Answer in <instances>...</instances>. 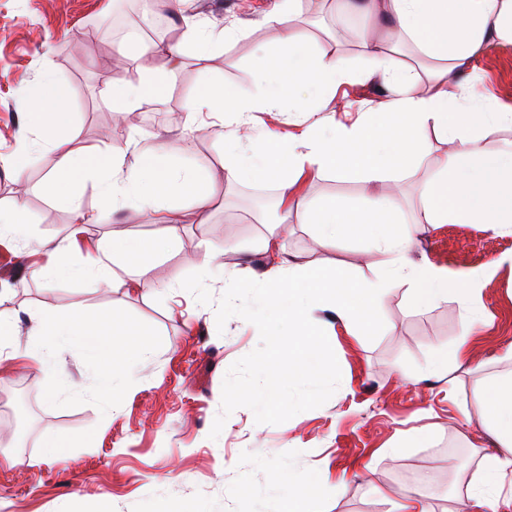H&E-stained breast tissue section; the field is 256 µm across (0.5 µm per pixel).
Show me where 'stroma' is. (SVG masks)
<instances>
[{"label": "stroma", "mask_w": 512, "mask_h": 512, "mask_svg": "<svg viewBox=\"0 0 512 512\" xmlns=\"http://www.w3.org/2000/svg\"><path fill=\"white\" fill-rule=\"evenodd\" d=\"M120 0H0V154L17 150L25 104L43 79L51 56L54 77L71 92L75 145L135 140L125 158L135 169L140 153L157 135L177 142L178 168L197 172L212 199L204 218L181 209L180 238L166 244L144 269L113 264L111 276L154 284V291L115 288L99 277L53 279L40 263L0 244V291L13 294L9 315L19 342H27L41 308L80 305L93 312L120 311L138 326L151 349L134 368L116 403L99 388L94 364L76 348L55 363L6 362L0 371V512H286L300 479H319L321 489L302 504L304 512H390L392 493L431 478L425 494L431 512H456L467 494L483 451L489 448L479 407L486 383L512 371L502 355L512 347V226L422 224L411 257L454 271L482 274L481 323L472 338L476 365L449 362L448 373L424 379L427 362L452 350L469 313L456 295L424 309L414 305L405 280L376 311L373 326L350 335L325 316L328 353L319 380L307 374L274 384L261 366L269 355L294 356L267 318L248 320L267 290L259 276L272 263L264 250L271 230L289 256L302 264L346 271L358 280L380 277L378 256L360 259L361 241L315 247L308 225H280L279 213L257 216L247 201L273 195L263 182L224 180V143L213 130L182 133L173 116L182 112L202 81L252 87L254 50L268 32L259 22L271 0H188L184 20L168 24L170 40L183 46L172 67L162 55L140 54L135 39L108 40L94 51L91 21H107ZM301 22L320 27L316 48L344 57L352 73L345 85L354 122L383 93L380 81L361 75L368 62L357 42L340 38L343 19L325 0H299ZM213 31L234 26L242 35L198 61L185 42L186 22ZM125 65L130 76L173 70L163 105L143 107L137 124L120 123L103 76ZM484 86L498 104L512 106V46L496 45L476 62ZM53 155H30L23 184L0 171V203L21 198L29 244L67 241L72 215L45 188ZM303 193L322 201L364 205L371 189L358 177L326 174L307 181ZM93 223L85 244L122 234L150 240L158 225L134 208L98 212L97 182L78 188ZM219 254L207 272L202 251ZM428 433L427 447H409L415 431ZM67 444L63 458L46 443Z\"/></svg>", "instance_id": "1"}]
</instances>
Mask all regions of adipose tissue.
<instances>
[{"instance_id": "obj_1", "label": "adipose tissue", "mask_w": 512, "mask_h": 512, "mask_svg": "<svg viewBox=\"0 0 512 512\" xmlns=\"http://www.w3.org/2000/svg\"><path fill=\"white\" fill-rule=\"evenodd\" d=\"M298 0H277L263 20L269 30L260 46L258 82L241 88L204 82L186 103L179 127L192 129L196 115L216 112L233 132L224 139V178L243 181L261 175L277 189L281 223L307 224L321 247L347 238L366 243L380 254L384 272L374 281L356 282L343 271L298 263L281 255L268 278L276 293L270 304L280 314L283 334L299 355L264 362L274 381L300 372L322 373L323 322L329 310L349 331L371 323L383 302L390 280L406 277L414 301L428 307L457 295L475 300L478 278L432 265L414 267L410 251L414 224H511L512 142L495 143L487 129L512 124V108L492 103L483 93L472 62L495 45L512 44V0H336L338 10L383 17L387 38L373 27L357 29L362 53L370 63L368 77L380 79L384 94L370 118L326 133L315 126L292 137L287 160L255 146L242 150L257 112H320L348 82L350 70L338 55L316 50L315 40L298 21ZM172 71L141 73L131 78L117 69L105 78L113 111L124 115L163 103ZM43 93L25 114L20 148L0 155V167L21 175L31 152H52L55 163L46 179L50 196L68 204L75 230L90 216L74 191L84 177L98 175L101 210L134 206L148 221L161 225L167 239L178 237V221L169 205L172 197L191 201L204 210L210 191L196 173L177 172L178 152L170 139L158 140L141 155L136 173L124 170L128 145L75 146L71 134L69 94L53 77V62L45 60ZM434 133L447 149L422 186L423 205L414 224L399 221L397 205L388 193L374 195L367 207L343 206L335 199L314 204L301 190V181L325 172L353 173L381 186L418 167L429 150L426 133ZM48 275L108 273L114 259L137 262L142 254L156 255L158 244L136 237L116 236L75 264L71 244L42 241ZM65 351L80 349L94 363L101 390L119 397L128 382L132 360L143 358L146 345L140 331L120 312L94 318L81 308L52 307L37 315L33 337L15 345L12 321L0 314V349L13 358L46 363L44 340ZM480 403L487 430L496 439V452L484 455L473 475L459 512H500L506 480L512 479V373L489 381Z\"/></svg>"}]
</instances>
